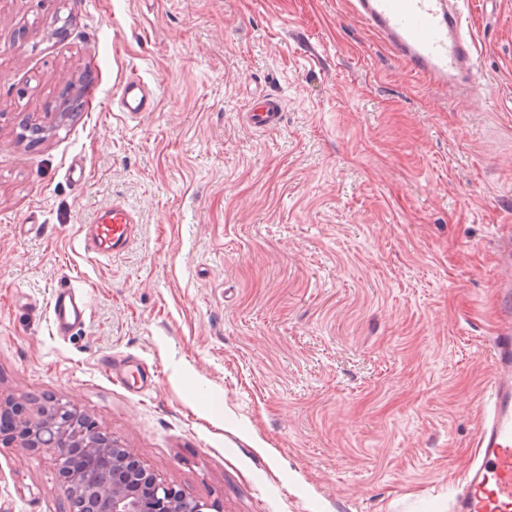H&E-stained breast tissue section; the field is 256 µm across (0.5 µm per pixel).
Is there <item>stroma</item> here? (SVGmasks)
<instances>
[{
	"label": "stroma",
	"instance_id": "obj_1",
	"mask_svg": "<svg viewBox=\"0 0 512 512\" xmlns=\"http://www.w3.org/2000/svg\"><path fill=\"white\" fill-rule=\"evenodd\" d=\"M473 34L466 103L350 0H0V394L70 401L210 512H448L512 286V0ZM266 92L284 121L249 127ZM116 198L139 222L98 257ZM68 509L50 454L0 447V512ZM154 102L152 89L139 77H128L120 87L118 106L127 115L143 114L154 107ZM138 219L132 210L120 200H113L97 224L85 237V249L98 256L110 257L128 245L132 240V224ZM89 304L75 288H58L50 302V322L55 336H69L85 323Z\"/></svg>",
	"mask_w": 512,
	"mask_h": 512
}]
</instances>
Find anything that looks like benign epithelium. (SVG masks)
Instances as JSON below:
<instances>
[{"instance_id":"benign-epithelium-1","label":"benign epithelium","mask_w":512,"mask_h":512,"mask_svg":"<svg viewBox=\"0 0 512 512\" xmlns=\"http://www.w3.org/2000/svg\"><path fill=\"white\" fill-rule=\"evenodd\" d=\"M1 448L46 450L54 456L70 512H208L191 497L138 466L129 452L69 401L33 399L24 407L0 394Z\"/></svg>"}]
</instances>
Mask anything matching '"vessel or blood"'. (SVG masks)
<instances>
[{"instance_id":"vessel-or-blood-1","label":"vessel or blood","mask_w":512,"mask_h":512,"mask_svg":"<svg viewBox=\"0 0 512 512\" xmlns=\"http://www.w3.org/2000/svg\"><path fill=\"white\" fill-rule=\"evenodd\" d=\"M465 0H352L355 14L408 67L430 83L452 88L466 98L479 89L476 44L464 14ZM148 84L128 77L118 94L122 112L134 116L154 106ZM257 129H272L284 119L281 96L267 93L246 113ZM135 212L113 201L85 237V248L109 257L132 240ZM89 304L72 288L56 289L50 302L54 335L65 337L85 323ZM493 375L488 408L478 434L479 459L467 469L452 512H512V326L493 338Z\"/></svg>"}]
</instances>
